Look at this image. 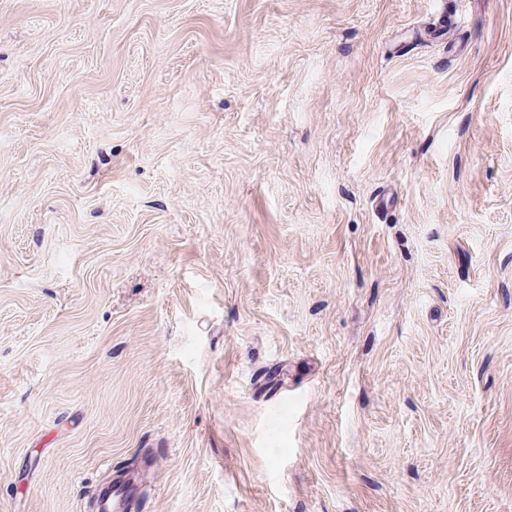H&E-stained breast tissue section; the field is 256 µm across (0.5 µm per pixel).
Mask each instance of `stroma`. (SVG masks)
<instances>
[{
    "instance_id": "1",
    "label": "stroma",
    "mask_w": 512,
    "mask_h": 512,
    "mask_svg": "<svg viewBox=\"0 0 512 512\" xmlns=\"http://www.w3.org/2000/svg\"><path fill=\"white\" fill-rule=\"evenodd\" d=\"M0 0V512H512V0ZM140 473L138 467L133 470H123L112 480V486L107 488L102 496V512H137L145 509L146 498L145 475L149 467Z\"/></svg>"
}]
</instances>
